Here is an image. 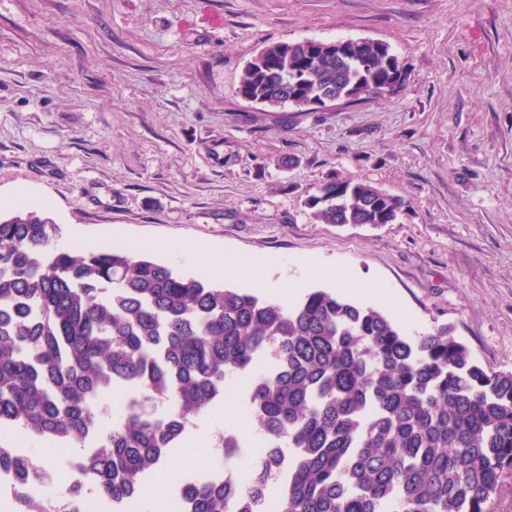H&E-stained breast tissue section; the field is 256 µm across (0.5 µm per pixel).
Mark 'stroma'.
Masks as SVG:
<instances>
[{
	"label": "stroma",
	"instance_id": "obj_1",
	"mask_svg": "<svg viewBox=\"0 0 512 512\" xmlns=\"http://www.w3.org/2000/svg\"><path fill=\"white\" fill-rule=\"evenodd\" d=\"M374 40L403 63L394 95L316 112L238 93L264 46ZM331 180L404 202L390 224H320ZM22 193L59 246L134 248L197 275L203 244L305 259L391 295L410 336L445 326L512 372V0H0V199ZM248 380L198 429L244 411Z\"/></svg>",
	"mask_w": 512,
	"mask_h": 512
}]
</instances>
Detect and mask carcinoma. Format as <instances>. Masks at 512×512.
I'll return each mask as SVG.
<instances>
[{
  "instance_id": "cac0c4a2",
  "label": "carcinoma",
  "mask_w": 512,
  "mask_h": 512,
  "mask_svg": "<svg viewBox=\"0 0 512 512\" xmlns=\"http://www.w3.org/2000/svg\"><path fill=\"white\" fill-rule=\"evenodd\" d=\"M398 69L386 45L277 42L243 69L238 92L303 112L331 92L378 95ZM324 224H391L401 201L330 182ZM32 204L0 219V430L83 447L81 473L104 497L144 504L146 479L186 429L249 372L247 412L273 436L241 487L199 483L185 512H250L278 487L277 512H492L512 468V372H488L437 328L406 335L386 314L326 289L284 306L181 274L147 249L58 246ZM141 402L115 420L116 388ZM17 512H46L22 458ZM84 483L71 477L72 512Z\"/></svg>"
}]
</instances>
